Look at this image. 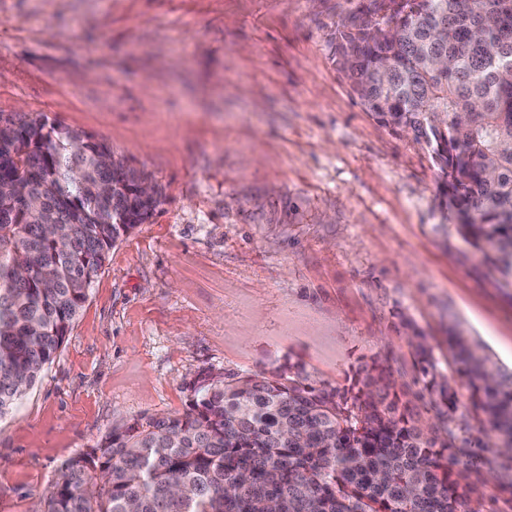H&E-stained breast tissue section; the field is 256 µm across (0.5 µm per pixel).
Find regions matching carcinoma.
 Returning <instances> with one entry per match:
<instances>
[{
  "mask_svg": "<svg viewBox=\"0 0 512 512\" xmlns=\"http://www.w3.org/2000/svg\"><path fill=\"white\" fill-rule=\"evenodd\" d=\"M335 39L361 103L426 146L442 208L512 280V0H362ZM106 148L42 115L0 142V417L56 356L112 245L157 207L135 169H91ZM26 192L54 223L22 206ZM453 339L485 437L511 450L512 372ZM412 346L442 424L430 434L376 361L344 386L298 362L201 374L184 414L126 420L66 462L40 512H479L461 463L481 439L425 336Z\"/></svg>",
  "mask_w": 512,
  "mask_h": 512,
  "instance_id": "1",
  "label": "carcinoma"
}]
</instances>
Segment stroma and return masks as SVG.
Returning <instances> with one entry per match:
<instances>
[{"instance_id": "35a3bbf8", "label": "stroma", "mask_w": 512, "mask_h": 512, "mask_svg": "<svg viewBox=\"0 0 512 512\" xmlns=\"http://www.w3.org/2000/svg\"><path fill=\"white\" fill-rule=\"evenodd\" d=\"M359 5L0 0V113L103 140L163 193L0 418V512H34L118 419L183 414L205 371L244 376L291 356L337 385L378 356L435 425L416 331L482 431L449 332L512 371V287L439 211L423 146L368 112L338 69L336 27ZM482 457L472 502L512 512V489L487 479L512 458Z\"/></svg>"}]
</instances>
